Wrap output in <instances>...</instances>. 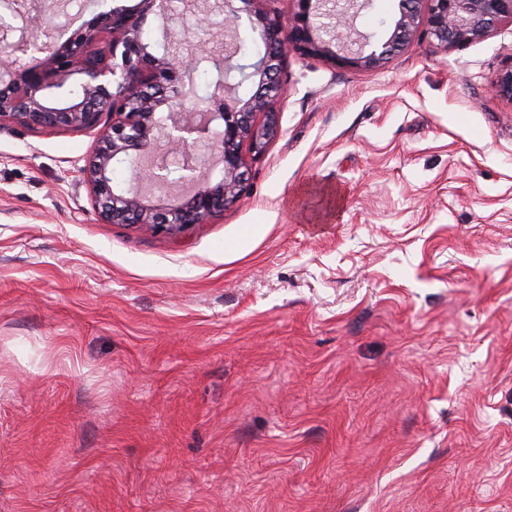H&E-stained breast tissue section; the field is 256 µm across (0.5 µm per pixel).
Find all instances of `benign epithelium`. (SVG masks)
Returning a JSON list of instances; mask_svg holds the SVG:
<instances>
[{
	"instance_id": "obj_1",
	"label": "benign epithelium",
	"mask_w": 512,
	"mask_h": 512,
	"mask_svg": "<svg viewBox=\"0 0 512 512\" xmlns=\"http://www.w3.org/2000/svg\"><path fill=\"white\" fill-rule=\"evenodd\" d=\"M429 3L426 16L419 4ZM220 0L225 52L204 47L192 51L152 46L140 23L114 11L94 17L75 38L57 48L39 43L49 21L33 8L14 25V14L0 16V30H15V41L0 39V125L36 128L95 129L102 114L112 124L100 131L98 145L83 173L99 216L109 224H141L156 232L177 234L191 224H207L235 202L244 190L249 167L243 149L262 153L278 134L277 113L286 92L281 78L288 54L329 59L348 67H376L397 54L420 25L443 46L483 37L504 17H512V0H399L400 16L380 44L355 30L354 21L369 0H295L297 11L283 21L257 8L258 0ZM260 31L263 49L240 67L255 82L249 96L229 82L234 58L243 50L240 30ZM33 46L40 56L22 66L13 56ZM205 57L224 66L218 72L208 106L186 112L182 100L195 94L185 81ZM76 71L80 93L61 73ZM495 94L512 101V61L501 69ZM166 108L167 115L160 113ZM129 165L128 182L114 181L116 169ZM222 167V179L210 173Z\"/></svg>"
}]
</instances>
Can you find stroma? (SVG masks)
<instances>
[{
    "mask_svg": "<svg viewBox=\"0 0 512 512\" xmlns=\"http://www.w3.org/2000/svg\"><path fill=\"white\" fill-rule=\"evenodd\" d=\"M142 0H66L52 42ZM399 0L358 31L385 41ZM512 20L289 55L223 214L104 224L97 130L0 126V512H512Z\"/></svg>",
    "mask_w": 512,
    "mask_h": 512,
    "instance_id": "35a3bbf8",
    "label": "stroma"
}]
</instances>
